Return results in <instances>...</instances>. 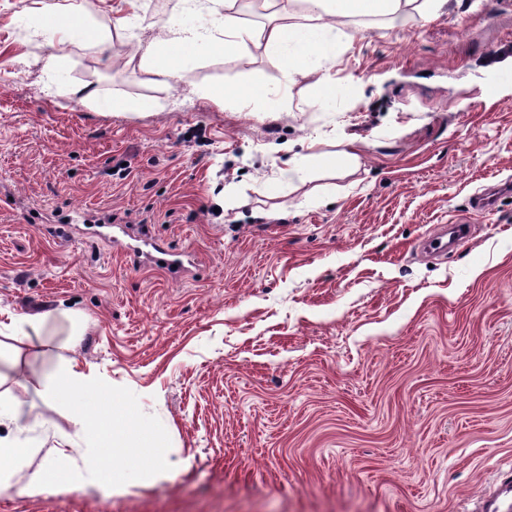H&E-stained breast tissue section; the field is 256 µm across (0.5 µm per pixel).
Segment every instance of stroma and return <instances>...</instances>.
<instances>
[{
  "label": "stroma",
  "instance_id": "1",
  "mask_svg": "<svg viewBox=\"0 0 512 512\" xmlns=\"http://www.w3.org/2000/svg\"><path fill=\"white\" fill-rule=\"evenodd\" d=\"M76 2L94 26L49 74L35 0H0V322L85 316L79 370L181 466L120 494L10 489L0 512H481L512 473V193L471 198L512 180V55L482 57L512 39V0L344 20L335 96L317 102L312 72L274 113L197 93L282 87L263 49L201 51L160 86L116 27L135 19L146 44L207 12ZM84 85L133 108L82 105ZM340 150L353 167L280 175ZM102 224L187 254L186 272L114 251ZM63 332L49 322L0 373L68 431L69 398L42 386Z\"/></svg>",
  "mask_w": 512,
  "mask_h": 512
}]
</instances>
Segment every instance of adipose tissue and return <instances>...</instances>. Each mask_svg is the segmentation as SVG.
<instances>
[{"label":"adipose tissue","mask_w":512,"mask_h":512,"mask_svg":"<svg viewBox=\"0 0 512 512\" xmlns=\"http://www.w3.org/2000/svg\"><path fill=\"white\" fill-rule=\"evenodd\" d=\"M437 0H280L282 23L260 31L241 26L232 13L211 9L208 25L189 28L177 17H170L165 33L159 40L145 45L141 65L155 82L170 85L180 77L187 58L200 46L224 54L242 52L248 43L259 42L263 50L275 57L287 81H294L303 73L306 49H313L317 58L331 61L342 34L334 21L338 18L387 17L401 18L409 5H416L419 13H427ZM306 4L315 16V24H295L290 17L296 4ZM51 387L73 397L70 408L72 430L54 429L50 420H37L25 408L26 384L6 385L0 377V424L9 432L0 436V490L19 487L21 492L43 490L58 476H65L76 486L108 483L113 492H121L132 478H158L175 470L178 460L167 450L165 436L152 424L133 423L125 407L113 408L109 416H101L80 405L83 395L98 390L95 378L78 370L74 360L54 373ZM51 431L53 443L29 438L35 429ZM81 454L80 465L59 470L56 458L67 450Z\"/></svg>","instance_id":"adipose-tissue-1"}]
</instances>
